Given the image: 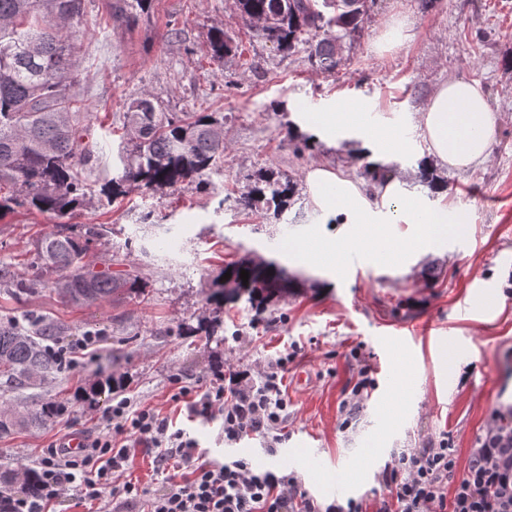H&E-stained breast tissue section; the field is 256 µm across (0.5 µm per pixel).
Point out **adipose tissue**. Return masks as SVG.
I'll return each instance as SVG.
<instances>
[{"label": "adipose tissue", "mask_w": 512, "mask_h": 512, "mask_svg": "<svg viewBox=\"0 0 512 512\" xmlns=\"http://www.w3.org/2000/svg\"><path fill=\"white\" fill-rule=\"evenodd\" d=\"M419 126L435 162L457 168L488 162L496 117L478 84L457 79L439 86L421 113ZM307 182L315 206L337 216L340 226L323 241L297 244L293 255L301 261L316 256L333 261L354 241L374 251L377 257L390 259L396 255L397 248L390 238L379 233L357 234L355 227L359 224L416 225L415 243L425 249L465 229L466 220L457 211L445 207L428 209L408 199L402 180L396 176L379 183L375 189L376 196L389 207L383 215L373 210L355 183L326 168L309 171Z\"/></svg>", "instance_id": "ef3b65f1"}]
</instances>
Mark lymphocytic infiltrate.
I'll return each mask as SVG.
<instances>
[{"instance_id":"obj_1","label":"lymphocytic infiltrate","mask_w":512,"mask_h":512,"mask_svg":"<svg viewBox=\"0 0 512 512\" xmlns=\"http://www.w3.org/2000/svg\"><path fill=\"white\" fill-rule=\"evenodd\" d=\"M297 358L289 353L268 363L254 380L238 375L173 395L188 419L222 423L225 447L256 435L269 447L281 444L288 419L283 376ZM79 452L51 444L37 463V495L26 484L0 489V512H49L66 501L99 504L102 512L146 504V512H512V429L492 425L465 471L447 441L434 448H411L395 456L378 475L383 488L374 503L348 499L323 503L302 490L298 478L255 470L243 458L218 460L208 449L174 428L168 417L115 395ZM151 456L161 475L154 493L126 481L137 455Z\"/></svg>"}]
</instances>
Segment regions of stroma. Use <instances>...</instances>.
<instances>
[{"label": "stroma", "instance_id": "35a3bbf8", "mask_svg": "<svg viewBox=\"0 0 512 512\" xmlns=\"http://www.w3.org/2000/svg\"><path fill=\"white\" fill-rule=\"evenodd\" d=\"M86 13L72 39L78 74L73 86L87 112L93 154L85 175L87 205L71 218L75 232L108 224L109 242H95L85 261L97 271H125L146 284L143 293L89 305L65 303L57 274L24 294L0 288V323L31 334L34 321L60 340L87 332L104 336L87 365L61 370L14 388L0 381V412L23 413L55 403L44 425L0 437V483L33 468L43 448L71 433L74 416L90 419L114 393L159 410L186 429L215 458L244 455L254 468L292 473L319 501L371 497L393 453L431 448L447 440L458 469H466L495 409L512 406V0H375L360 39L345 50L335 73L313 69L305 51L285 55L259 39L234 0H152L129 20L113 15L107 0H85ZM406 19L403 42L387 52L376 42L385 22ZM233 34L238 55L215 62L209 34ZM451 79L479 82L497 116L486 165L457 170L437 166L447 190L418 179L427 143L418 117L431 95ZM147 94L166 112L224 115V163L207 184H179L157 192L127 189L122 203L100 190L116 171L120 126L130 98ZM360 104L364 125L320 136L301 149L306 114ZM401 130L402 148L385 159L407 196L423 205L463 213L469 227L433 250L413 247V227L384 224L397 258L381 260L352 246L345 259L291 265L290 241L335 233L313 205L306 181L314 167L358 184L360 152L368 129ZM273 167L294 179L299 199L281 218L238 209L227 189L245 187L257 170ZM52 216L24 207L0 214V267L17 271ZM167 241L160 258L143 257L126 239ZM258 256L286 270L273 302L259 308L247 298L209 302L227 262ZM217 322L212 336H189L199 321ZM456 342L441 352L439 337ZM301 354L284 374L290 415L285 439L268 451L262 437L225 448L220 423L188 421L173 401L169 381L184 386L256 371L293 348ZM375 387L342 428L341 402L362 364ZM307 373V385L295 384ZM344 492H337V482Z\"/></svg>", "mask_w": 512, "mask_h": 512}]
</instances>
